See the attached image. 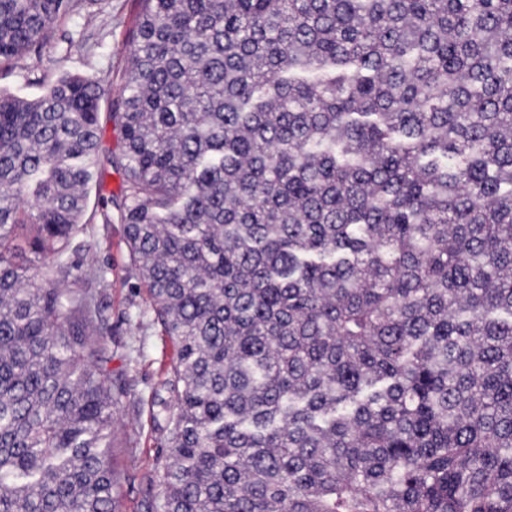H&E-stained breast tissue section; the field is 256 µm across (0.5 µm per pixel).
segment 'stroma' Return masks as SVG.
<instances>
[{
    "label": "stroma",
    "instance_id": "stroma-1",
    "mask_svg": "<svg viewBox=\"0 0 512 512\" xmlns=\"http://www.w3.org/2000/svg\"><path fill=\"white\" fill-rule=\"evenodd\" d=\"M142 0H98L80 13L61 17L51 41L10 65H0V90L26 98L41 95L63 74H88L119 91L130 68L128 43L142 12ZM89 211L98 209L90 194ZM93 248L77 254L80 268L98 267L106 283L98 300L111 328L113 375L129 384L115 411L112 450L120 483V512H145L147 477L159 460V435L153 428L151 396L174 349L155 323L148 294L128 258L120 221H93Z\"/></svg>",
    "mask_w": 512,
    "mask_h": 512
}]
</instances>
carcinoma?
I'll use <instances>...</instances> for the list:
<instances>
[{"label": "carcinoma", "mask_w": 512, "mask_h": 512, "mask_svg": "<svg viewBox=\"0 0 512 512\" xmlns=\"http://www.w3.org/2000/svg\"><path fill=\"white\" fill-rule=\"evenodd\" d=\"M83 2L0 0V64ZM128 55L146 512H512V0H143ZM107 94L0 90V512H119Z\"/></svg>", "instance_id": "obj_1"}]
</instances>
